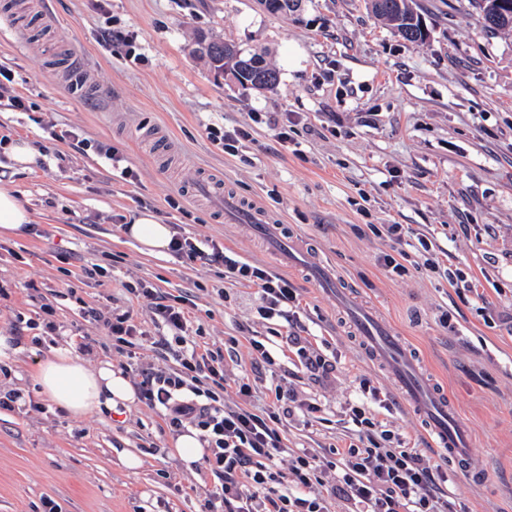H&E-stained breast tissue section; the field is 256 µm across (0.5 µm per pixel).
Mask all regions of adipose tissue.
Returning <instances> with one entry per match:
<instances>
[{"instance_id": "obj_1", "label": "adipose tissue", "mask_w": 512, "mask_h": 512, "mask_svg": "<svg viewBox=\"0 0 512 512\" xmlns=\"http://www.w3.org/2000/svg\"><path fill=\"white\" fill-rule=\"evenodd\" d=\"M126 232L150 255L164 254L173 235L169 225L159 223L147 210L133 216ZM37 380L51 402L77 416L102 406L110 408L135 400L129 380L121 371L113 369L111 363L91 369L65 348L58 349L40 364Z\"/></svg>"}]
</instances>
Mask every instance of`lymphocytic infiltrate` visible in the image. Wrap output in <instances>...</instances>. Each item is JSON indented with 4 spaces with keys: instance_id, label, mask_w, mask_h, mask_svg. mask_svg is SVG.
I'll use <instances>...</instances> for the list:
<instances>
[{
    "instance_id": "lymphocytic-infiltrate-1",
    "label": "lymphocytic infiltrate",
    "mask_w": 512,
    "mask_h": 512,
    "mask_svg": "<svg viewBox=\"0 0 512 512\" xmlns=\"http://www.w3.org/2000/svg\"><path fill=\"white\" fill-rule=\"evenodd\" d=\"M373 232L396 244L394 252L379 258L384 270L398 276L413 269L429 276L439 273L429 257V238H419L408 251L403 225L383 224ZM169 249L179 259L222 265L229 282L255 288L258 316L288 326L286 343L304 371L319 380L335 372V362L312 351L297 329L299 297L288 277L242 259L223 245L202 246L180 233L173 235ZM125 290L148 300L160 334L147 336L130 306L106 313L89 308L83 317L97 324L116 346L148 344L176 352L177 368L133 363L129 369L139 379L140 398L150 408L162 410L171 431L188 427L199 431L206 449L203 462L217 480L206 512H327L332 497L344 501L348 512H449L447 475L383 425L373 409L380 393L368 382H361V398L347 408L353 426L348 446L336 449L330 459L314 448H288L278 423L297 413L313 416L319 410L317 403L298 400L293 390L278 385L274 409H252L251 383L230 380L222 349L194 340L192 299H172L143 281L126 284ZM231 383L238 397L233 404L220 395Z\"/></svg>"
}]
</instances>
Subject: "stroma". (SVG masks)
<instances>
[{
  "instance_id": "stroma-1",
  "label": "stroma",
  "mask_w": 512,
  "mask_h": 512,
  "mask_svg": "<svg viewBox=\"0 0 512 512\" xmlns=\"http://www.w3.org/2000/svg\"><path fill=\"white\" fill-rule=\"evenodd\" d=\"M430 36L402 40L364 0H303L282 18L255 0H0V66L25 109L0 108V140L27 141L37 164L16 170L0 149V187L26 205L25 237H0V389L25 395L0 409V512H204L214 477L183 463L176 434L142 401L71 415L36 382L53 350L86 342L88 367L127 357L84 321L88 308L129 304L125 283L143 280L197 305L203 342L250 362L252 337L277 326L257 318L254 288L230 284L223 266L149 255L123 225L137 211L247 260L276 262L265 240L228 224L204 193L218 176L226 192L257 201L318 254L362 300L387 317L447 389L472 431L467 470L448 469L457 512H512V30L491 32L468 0H419ZM132 31L135 54L102 39ZM262 51L276 90L217 77L194 48L200 36ZM252 124L237 155L206 136L211 126ZM291 130L279 146L280 127ZM113 147L137 178L74 151L57 131ZM178 206H171V199ZM374 224L431 234L434 260L461 271L473 291L377 263L391 241ZM111 272L99 281L84 266ZM299 323L336 371L315 382L292 352L274 369L316 418L285 431L290 448L344 446L346 406L360 379L390 394L379 417L409 445L424 447L419 416L394 400L388 375L363 354L333 298L301 271ZM52 309L58 335L14 341L19 320ZM453 317L445 327L442 314ZM135 455L142 464L127 468Z\"/></svg>"
}]
</instances>
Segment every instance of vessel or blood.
<instances>
[{
	"mask_svg": "<svg viewBox=\"0 0 512 512\" xmlns=\"http://www.w3.org/2000/svg\"><path fill=\"white\" fill-rule=\"evenodd\" d=\"M216 203L225 223L248 226L271 244L280 264L305 270L318 287L335 296L365 354L390 374L406 405L424 421L430 446L448 454L457 464H464L470 446L469 430L447 392L434 386L396 328L345 288L300 240L283 234L263 206L246 205L228 193L217 196Z\"/></svg>",
	"mask_w": 512,
	"mask_h": 512,
	"instance_id": "obj_1",
	"label": "vessel or blood"
}]
</instances>
